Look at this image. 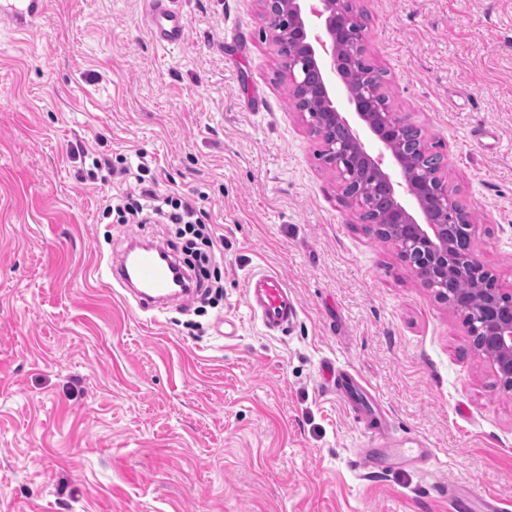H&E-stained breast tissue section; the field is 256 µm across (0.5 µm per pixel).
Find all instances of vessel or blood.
<instances>
[{"label":"vessel or blood","mask_w":512,"mask_h":512,"mask_svg":"<svg viewBox=\"0 0 512 512\" xmlns=\"http://www.w3.org/2000/svg\"><path fill=\"white\" fill-rule=\"evenodd\" d=\"M152 33L157 43L174 47L182 43L185 22L180 12L171 8L169 0H147ZM50 0H0V27L25 32L35 28L48 12ZM102 274L104 287L119 286L143 311L165 307L183 297V290L174 286L176 273L163 260L157 248L131 242L128 250L113 256ZM245 303L266 332L284 331L298 315V304L286 279L277 271L259 269L244 281ZM336 394L346 403L359 405L377 421L379 439H386L389 414L375 394L357 377L340 370L334 377Z\"/></svg>","instance_id":"1"}]
</instances>
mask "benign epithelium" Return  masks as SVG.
Here are the masks:
<instances>
[{
	"label": "benign epithelium",
	"mask_w": 512,
	"mask_h": 512,
	"mask_svg": "<svg viewBox=\"0 0 512 512\" xmlns=\"http://www.w3.org/2000/svg\"><path fill=\"white\" fill-rule=\"evenodd\" d=\"M352 0H261L280 67L309 132L323 145L320 156L338 173L343 197L360 212L374 208L356 188L357 167L368 170L389 200L388 240L427 288L436 289L463 317L475 352L487 360L504 387L512 389V292L479 259L473 225L439 172L411 166L391 145L411 127L403 112H376L381 96L372 83L347 88L348 105L335 104L331 89L365 51L362 29L346 4ZM475 283L478 297H451L448 280Z\"/></svg>",
	"instance_id": "7a95c632"
}]
</instances>
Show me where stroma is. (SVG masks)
<instances>
[{
  "label": "stroma",
  "instance_id": "1",
  "mask_svg": "<svg viewBox=\"0 0 512 512\" xmlns=\"http://www.w3.org/2000/svg\"><path fill=\"white\" fill-rule=\"evenodd\" d=\"M175 49L144 0H50L38 31L0 29V512H448L455 483L512 505V390L344 199L294 109L260 0H173ZM384 72L512 289V0H353ZM145 155L224 238V297L144 312L97 266L163 224H110ZM298 303L268 334L253 268ZM357 373L392 448L431 461L354 469L374 430L327 385ZM146 3L156 42L166 47L182 43L185 22L181 13L170 7L169 0H147Z\"/></svg>",
  "mask_w": 512,
  "mask_h": 512
}]
</instances>
